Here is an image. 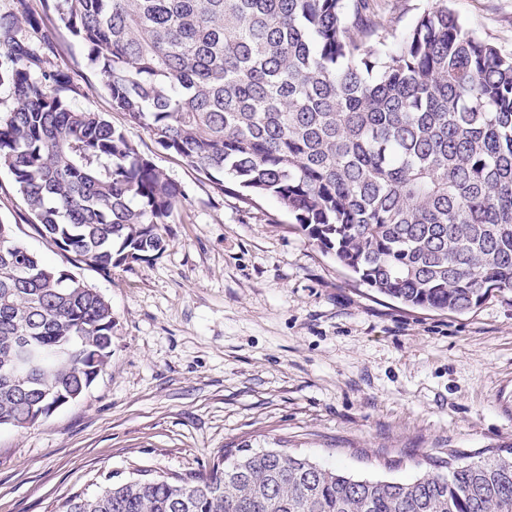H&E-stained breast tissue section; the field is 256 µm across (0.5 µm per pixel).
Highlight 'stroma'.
I'll list each match as a JSON object with an SVG mask.
<instances>
[{
  "label": "stroma",
  "mask_w": 512,
  "mask_h": 512,
  "mask_svg": "<svg viewBox=\"0 0 512 512\" xmlns=\"http://www.w3.org/2000/svg\"><path fill=\"white\" fill-rule=\"evenodd\" d=\"M448 5L512 52V0ZM20 37L41 70L67 76L75 106L127 128L185 199L158 259L81 265L112 306V361L81 402L27 429L0 428V512H54L108 472L204 476L244 443L397 481L452 448H512V291L450 313L360 285L276 199L251 206L218 192L128 128L54 14ZM1 222L48 264L70 265L4 167Z\"/></svg>",
  "instance_id": "35a3bbf8"
}]
</instances>
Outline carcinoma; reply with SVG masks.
Instances as JSON below:
<instances>
[{"label":"carcinoma","mask_w":512,"mask_h":512,"mask_svg":"<svg viewBox=\"0 0 512 512\" xmlns=\"http://www.w3.org/2000/svg\"><path fill=\"white\" fill-rule=\"evenodd\" d=\"M85 47L112 109L247 202L273 197L364 286L463 313L512 291V53L446 0L398 29L380 0H42ZM0 167L42 231L104 271L164 252L181 185L0 17ZM27 337L40 367L21 387ZM112 360V306L0 224V426L75 404ZM405 483L236 448L207 477L108 474L56 512H512V448H455Z\"/></svg>","instance_id":"1"}]
</instances>
